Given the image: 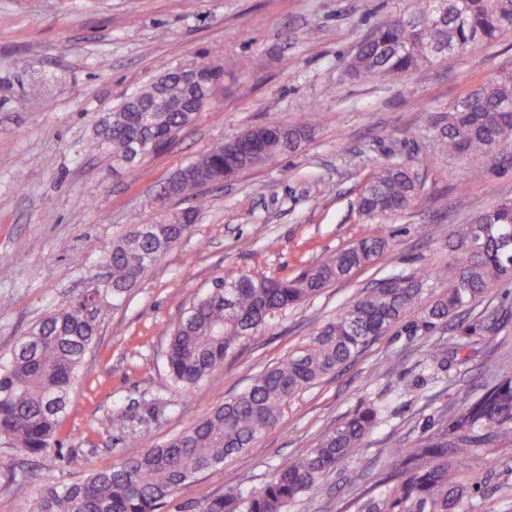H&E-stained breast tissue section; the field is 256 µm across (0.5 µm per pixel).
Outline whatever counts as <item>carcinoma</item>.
<instances>
[{
  "instance_id": "obj_1",
  "label": "carcinoma",
  "mask_w": 512,
  "mask_h": 512,
  "mask_svg": "<svg viewBox=\"0 0 512 512\" xmlns=\"http://www.w3.org/2000/svg\"><path fill=\"white\" fill-rule=\"evenodd\" d=\"M410 18L388 17L373 27L375 37L360 46L349 72L355 78L388 83L435 62L431 48L446 42L467 48L491 41L512 23V0H446L443 13L429 11L430 0H411ZM176 104L188 91L174 67L160 77ZM156 84L138 92V101L122 103L95 126V145L124 157L135 139H171L183 130L187 113H157V126L140 125L137 109L152 103ZM512 74L503 73L458 97L437 115L438 136L453 150L486 153L512 146ZM265 128L282 133L254 151L238 137L214 147L191 163L196 173L220 178L243 173L280 155L298 152L312 140L311 120L293 124L272 118ZM414 170L385 163L371 173L359 200L366 218L395 215L414 200ZM196 211L162 214L139 224L113 242L102 288L120 298L146 270L191 230ZM388 248L379 235L359 238L347 248L292 278L250 276L227 270L213 287L194 299L169 329L165 365L170 385L187 389L224 365L241 343L288 309L348 278ZM448 283L428 292L439 271H413L382 279L336 316L313 329L306 342L252 378L242 393L226 400L160 446H153L106 470L69 483L46 485L27 512H157L174 493L198 475L224 465L233 455L254 447L275 427L288 403L351 361L370 341L415 311L413 327L430 333L458 318L462 309L488 290L512 279V201L499 200L461 224L448 239ZM82 296L53 311L0 356V439L23 452L52 449L54 436L70 405L71 390L95 342L97 323L86 319ZM380 409L356 410L317 444L284 464L260 488L243 493L229 489L200 504L198 512H289L337 468L352 462L378 423ZM512 443V369L492 375L470 391L457 411L442 413L430 433L411 445L396 442L394 464L377 480V489L355 499L349 512H467L482 479L471 469V452L494 455Z\"/></svg>"
}]
</instances>
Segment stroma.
I'll list each match as a JSON object with an SVG mask.
<instances>
[{"instance_id": "35a3bbf8", "label": "stroma", "mask_w": 512, "mask_h": 512, "mask_svg": "<svg viewBox=\"0 0 512 512\" xmlns=\"http://www.w3.org/2000/svg\"><path fill=\"white\" fill-rule=\"evenodd\" d=\"M410 0H0V353L105 272L113 241L159 214L176 170L217 143L262 125L317 113L316 136L201 198L191 234L120 300L96 313L99 340L85 357L57 438L29 455L0 440V512H25L45 483H68L165 444L247 389L251 376L295 349L320 323L394 274L448 262L455 225L512 199V149L460 155L436 138L433 119L472 86L512 72V28L492 42L386 83L349 76L357 44ZM207 57L224 86L159 153L118 167L93 148L97 119L170 68ZM415 167L420 189L404 212L364 220L357 199L374 166ZM367 234L389 248L349 279L288 310L242 343L223 368L171 390L166 330L224 270L286 277ZM498 317L500 346L473 344L459 327L431 333L403 322L335 373L295 397L253 448L182 487L159 512H195L209 497L261 487L356 409L385 413L358 458L331 473L292 512H346L389 466L388 449L423 435L443 411L494 371L512 368V286L491 288L466 323ZM449 370L436 368L438 350ZM482 478L469 512H512V447L474 452Z\"/></svg>"}]
</instances>
